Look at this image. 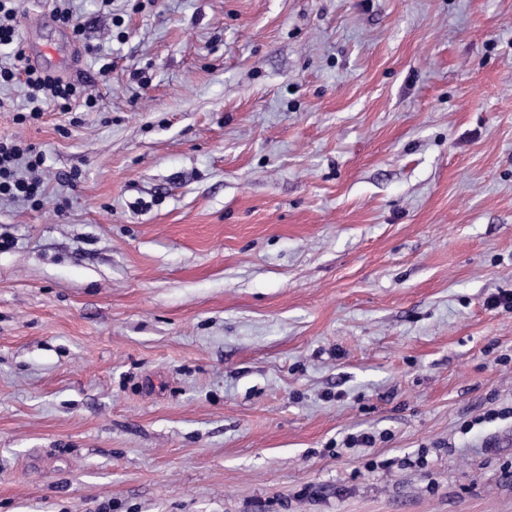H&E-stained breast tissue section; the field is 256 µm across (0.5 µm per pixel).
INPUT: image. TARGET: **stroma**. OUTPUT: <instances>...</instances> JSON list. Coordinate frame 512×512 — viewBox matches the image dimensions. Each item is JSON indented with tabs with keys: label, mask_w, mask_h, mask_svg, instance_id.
<instances>
[{
	"label": "stroma",
	"mask_w": 512,
	"mask_h": 512,
	"mask_svg": "<svg viewBox=\"0 0 512 512\" xmlns=\"http://www.w3.org/2000/svg\"><path fill=\"white\" fill-rule=\"evenodd\" d=\"M19 0L0 512H512V0ZM369 432L371 448H342ZM24 78L21 80L20 76ZM19 81L26 89V105L18 112V120L22 122L38 120L43 112L50 106L62 111L71 110V102L82 99L87 108L96 106V99L87 93L85 86L68 82L42 69L26 64L16 68L14 63L10 67L0 65V85H10ZM21 160L30 172H35L44 166L46 158L22 140H0V197L37 201L42 196L41 184L36 178L19 175L17 166Z\"/></svg>",
	"instance_id": "35a3bbf8"
}]
</instances>
